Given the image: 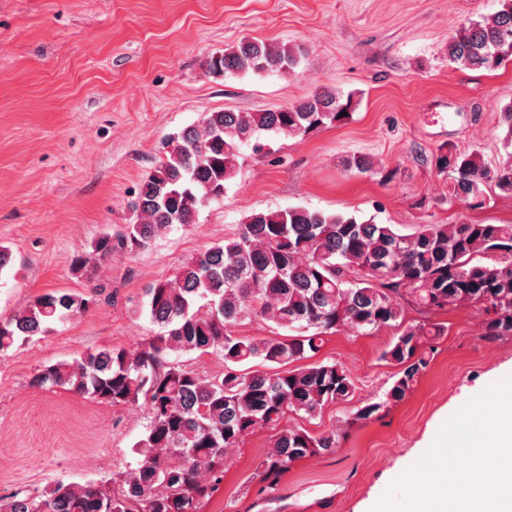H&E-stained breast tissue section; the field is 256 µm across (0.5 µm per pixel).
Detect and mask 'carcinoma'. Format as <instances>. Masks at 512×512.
<instances>
[{
  "mask_svg": "<svg viewBox=\"0 0 512 512\" xmlns=\"http://www.w3.org/2000/svg\"><path fill=\"white\" fill-rule=\"evenodd\" d=\"M460 26L448 40V62L494 70L512 61V0ZM301 51L286 44L243 38L207 61L217 76L292 72ZM358 105L355 94L314 93L269 112H209L173 135L140 184L132 203L138 222L93 244L99 260L112 251H141L176 224H191L200 207L224 196L241 166L240 147L254 154L266 144L262 131L307 136L343 123ZM510 151L492 164L477 150L439 151L435 167L451 175V195L480 207L488 193L512 196V104L501 109ZM410 291L428 310L467 302L484 315L482 338L512 337V224H422L411 234L393 224L306 207L247 216L234 237L179 266L173 278L147 290L146 312L162 333L137 354L112 348L39 370L38 388L63 387L116 406L144 403L145 436L134 445L136 468L102 482L57 484L38 496L0 497V512H198L201 499L224 480V454L241 437L276 428L289 413L313 418L353 396L355 386L337 364H291L317 354L324 337L341 326L377 329L395 322L394 294ZM94 298L57 292L33 299L23 311L0 319V353L18 340L47 333L56 322L86 313ZM248 318H262L295 336L249 338L235 332ZM439 323L405 326L383 353L398 367L385 399L359 410L368 419L403 400L430 363ZM216 354L224 373L203 377L171 353ZM260 360L262 369L244 367ZM334 430L316 436L282 429L262 462L267 488L292 462L335 451Z\"/></svg>",
  "mask_w": 512,
  "mask_h": 512,
  "instance_id": "1",
  "label": "carcinoma"
}]
</instances>
